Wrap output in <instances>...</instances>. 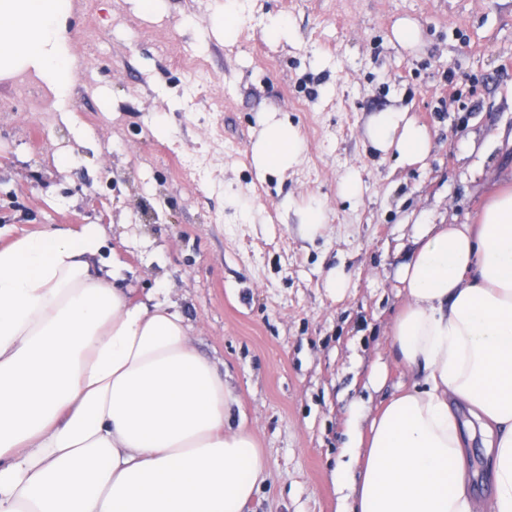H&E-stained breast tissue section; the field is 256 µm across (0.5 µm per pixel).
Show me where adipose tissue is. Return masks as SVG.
Instances as JSON below:
<instances>
[{
	"label": "adipose tissue",
	"instance_id": "ef3b65f1",
	"mask_svg": "<svg viewBox=\"0 0 512 512\" xmlns=\"http://www.w3.org/2000/svg\"><path fill=\"white\" fill-rule=\"evenodd\" d=\"M63 0H0V63L24 62L57 94L72 81ZM365 139L397 166L433 141L407 109L373 113ZM303 154L298 128L267 117L261 172ZM395 270L388 333L412 381L373 417L349 409L358 471L336 483L347 512H479L468 450H485L490 512H512V188L473 224H413ZM104 229H54L0 245V512H244L268 475L235 398L172 306L130 301L101 261Z\"/></svg>",
	"mask_w": 512,
	"mask_h": 512
}]
</instances>
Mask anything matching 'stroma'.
I'll use <instances>...</instances> for the list:
<instances>
[{
  "instance_id": "stroma-1",
  "label": "stroma",
  "mask_w": 512,
  "mask_h": 512,
  "mask_svg": "<svg viewBox=\"0 0 512 512\" xmlns=\"http://www.w3.org/2000/svg\"><path fill=\"white\" fill-rule=\"evenodd\" d=\"M224 3L159 0L148 13L139 0H94L60 19L97 83H72L62 102L37 83L53 115L43 125L0 112V241L102 225L103 258L124 264L118 287L175 305L232 386L236 422L267 451L246 512H338L348 407L377 409L409 379L387 332L412 224L473 220L512 187V0H248L231 42L217 27ZM119 10L132 36L82 42ZM274 19L294 38H271ZM401 19L418 24V46L392 43ZM191 53L209 73L194 89L175 65ZM390 107L430 131L423 167L366 146L369 117ZM267 112L305 144L283 179L251 163ZM352 170L365 184L356 206L336 194ZM286 199L322 201L323 234L303 239ZM338 265L350 280L340 298L324 286Z\"/></svg>"
}]
</instances>
